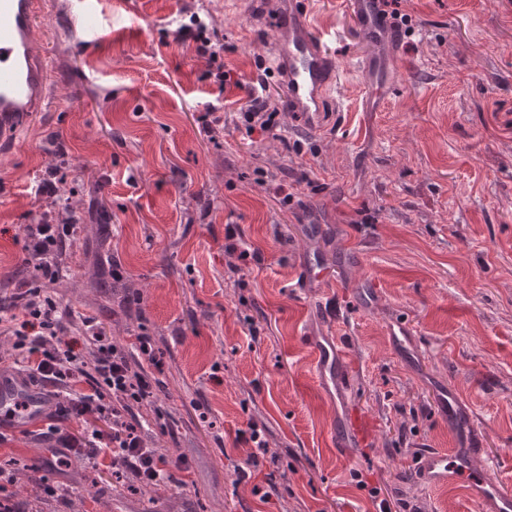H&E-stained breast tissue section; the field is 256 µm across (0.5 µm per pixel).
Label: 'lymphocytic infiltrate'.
Listing matches in <instances>:
<instances>
[{
	"instance_id": "1",
	"label": "lymphocytic infiltrate",
	"mask_w": 512,
	"mask_h": 512,
	"mask_svg": "<svg viewBox=\"0 0 512 512\" xmlns=\"http://www.w3.org/2000/svg\"><path fill=\"white\" fill-rule=\"evenodd\" d=\"M61 246L58 225H27L24 251L35 274L11 296L0 298V334L12 340L11 359L18 376L42 383L56 400L47 427L54 458L42 466L75 459L92 464L101 448L108 447L116 472L129 474L144 486L158 485L170 468L185 470L189 463L147 446L127 414L135 405L156 406L159 383L93 320L83 322V352H74L62 341L60 333L74 315L58 309L45 290L60 277ZM74 416L87 424L83 434L68 429ZM99 421L110 423V430L96 429Z\"/></svg>"
}]
</instances>
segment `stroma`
Masks as SVG:
<instances>
[{"label": "stroma", "instance_id": "1", "mask_svg": "<svg viewBox=\"0 0 512 512\" xmlns=\"http://www.w3.org/2000/svg\"><path fill=\"white\" fill-rule=\"evenodd\" d=\"M66 2L49 0L36 29L54 102L0 147V296L33 273L25 227L48 204L34 184L63 164L75 227L52 295L127 351L152 336L173 434L151 408L134 413L145 442L190 469L136 492L107 454L39 474L31 465L51 445L41 419L4 429L8 490L34 512L58 508L34 496L42 477L69 489L72 512H378L383 499L392 512H490L461 485L425 486L411 460L460 444L438 410L446 389L512 485V0H400L398 65L371 104L358 62L378 47L342 0H314L341 89L309 134L267 83L281 104L273 135L247 133L239 114L266 83L282 0H95L91 44ZM198 23L222 38L234 84L177 40ZM228 224L259 260L225 252ZM311 252L330 270L322 280L304 277ZM396 322L413 365L396 354ZM331 336L351 356L349 407L376 423L365 448L331 443L336 406L311 360ZM251 422L268 430L262 473L285 474L266 500L237 474L249 450L235 437Z\"/></svg>", "mask_w": 512, "mask_h": 512}]
</instances>
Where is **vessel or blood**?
<instances>
[{"label":"vessel or blood","mask_w":512,"mask_h":512,"mask_svg":"<svg viewBox=\"0 0 512 512\" xmlns=\"http://www.w3.org/2000/svg\"><path fill=\"white\" fill-rule=\"evenodd\" d=\"M355 16L366 40L385 45L390 55H398L403 35L380 14L378 0H344ZM312 0H287L274 28L273 57L282 65L283 91L289 112L299 128L313 133L324 125V104L336 91L340 70L328 52L323 33L310 21ZM44 9V0H0V145L51 101L50 67L35 49L34 33ZM313 364L322 390L334 400L349 391V366L340 341L316 343ZM26 403V416L35 417L43 409L42 399L26 382L0 381V409ZM441 413L449 424L468 430L470 423L462 402L444 398ZM371 420L352 412L341 417L332 436L337 447L367 444L373 437ZM480 449L460 447L451 451L427 450L415 466L424 484L437 487L456 482L493 502L495 512H512V486L492 475L497 461L482 457L474 466Z\"/></svg>","instance_id":"vessel-or-blood-1"}]
</instances>
